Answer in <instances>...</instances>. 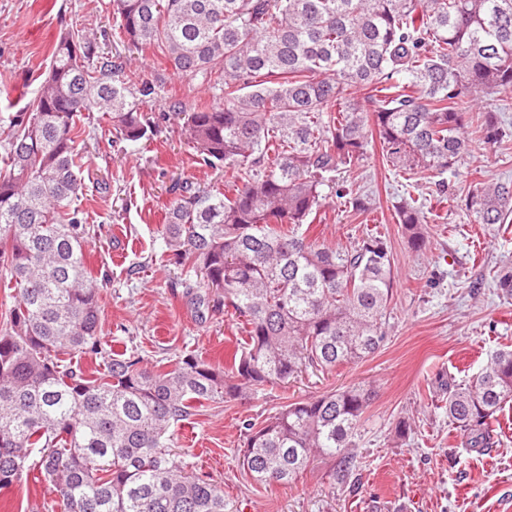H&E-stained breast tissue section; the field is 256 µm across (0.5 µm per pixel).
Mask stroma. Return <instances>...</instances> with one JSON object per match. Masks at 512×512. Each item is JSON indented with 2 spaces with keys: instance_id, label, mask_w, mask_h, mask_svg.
<instances>
[{
  "instance_id": "35a3bbf8",
  "label": "stroma",
  "mask_w": 512,
  "mask_h": 512,
  "mask_svg": "<svg viewBox=\"0 0 512 512\" xmlns=\"http://www.w3.org/2000/svg\"><path fill=\"white\" fill-rule=\"evenodd\" d=\"M103 0H0V115L20 111L38 87L61 34L83 24L106 51L156 79L142 111L160 116L174 100L213 102L198 81L158 74L151 56L112 43V18ZM89 168L77 206L94 228L85 256L103 283L102 334L114 351L138 352L149 365L191 353L223 365L247 340L244 319L215 307L197 309L174 266H162V224L174 181L233 184L231 172L196 164L177 121H160L149 140L115 139L99 116L86 120ZM472 151L448 180L453 196L416 176L390 171L378 141L345 171L355 191L371 199L368 212L348 199L323 200L310 238L335 247L357 245L373 232L394 257L396 284L387 310V339L371 357L330 371L307 370L288 383L266 386L221 404H208L172 427L169 446L224 493L225 512H512V407L494 422V445L473 449L438 408L441 383L465 382L501 344L512 345V298L493 284L501 260H512V223L488 229L466 223L457 193L474 179L512 181V149L471 138ZM425 201L432 217L424 256L409 249L394 206ZM375 394L362 418L349 483L330 485L329 460L318 458L292 484L256 483L239 466L243 422L261 423L281 406L354 383ZM412 431L405 445L392 439L401 421ZM54 497L38 472L0 489V512H53Z\"/></svg>"
}]
</instances>
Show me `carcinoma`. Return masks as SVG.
I'll return each mask as SVG.
<instances>
[{"instance_id":"obj_1","label":"carcinoma","mask_w":512,"mask_h":512,"mask_svg":"<svg viewBox=\"0 0 512 512\" xmlns=\"http://www.w3.org/2000/svg\"><path fill=\"white\" fill-rule=\"evenodd\" d=\"M112 37L184 78L202 77L221 102L173 111L196 161L235 171L229 196L175 181L163 236L167 262L196 304L233 309L246 346L220 369L178 355L152 370L102 336V295L85 263L91 232L75 206L88 171L77 149L83 114L100 112L117 139H149L141 112L153 82L98 51L85 29L51 53L33 99L0 117V269L16 292L0 334V488L37 469L58 512H224V492L187 471L168 446L196 408L284 383L308 368L360 362L386 338L394 259L382 237L350 248L304 228L323 187L368 202L335 178L378 138L393 170L434 180L469 153L476 126L497 148L512 122L470 104L512 86V0H108ZM367 92L360 102L357 92ZM461 209L470 224H505L512 183L476 180ZM411 249H425L424 205L395 206ZM495 287L512 297V263ZM96 361L91 374L75 358ZM445 410L472 448L492 445V421L512 402V350L495 351L472 380L445 384ZM373 391L354 384L288 403L243 424L240 465L261 484L288 485L317 456L331 484L354 452Z\"/></svg>"}]
</instances>
